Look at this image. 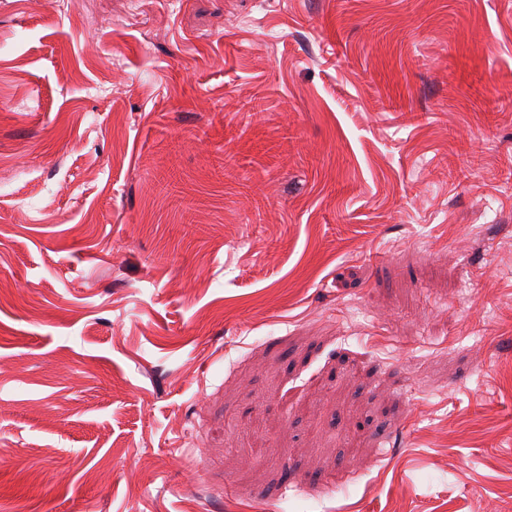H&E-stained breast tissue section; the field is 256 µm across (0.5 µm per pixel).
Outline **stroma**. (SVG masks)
Listing matches in <instances>:
<instances>
[{
	"label": "stroma",
	"mask_w": 512,
	"mask_h": 512,
	"mask_svg": "<svg viewBox=\"0 0 512 512\" xmlns=\"http://www.w3.org/2000/svg\"><path fill=\"white\" fill-rule=\"evenodd\" d=\"M512 495V0H0V512Z\"/></svg>",
	"instance_id": "obj_1"
}]
</instances>
